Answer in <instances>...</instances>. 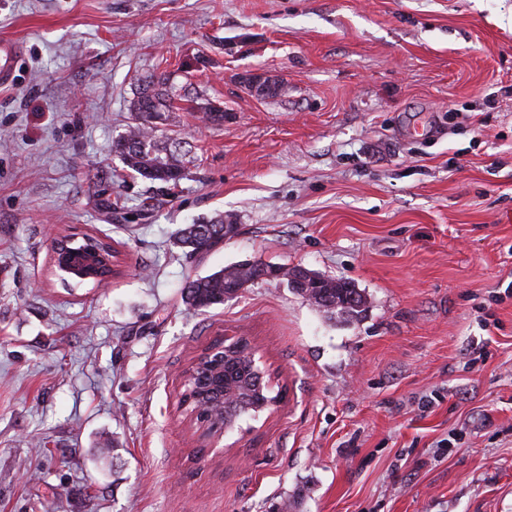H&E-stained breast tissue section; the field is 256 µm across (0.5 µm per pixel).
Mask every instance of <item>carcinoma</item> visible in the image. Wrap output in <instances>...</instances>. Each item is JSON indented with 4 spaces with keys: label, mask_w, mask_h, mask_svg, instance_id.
I'll return each mask as SVG.
<instances>
[{
    "label": "carcinoma",
    "mask_w": 512,
    "mask_h": 512,
    "mask_svg": "<svg viewBox=\"0 0 512 512\" xmlns=\"http://www.w3.org/2000/svg\"><path fill=\"white\" fill-rule=\"evenodd\" d=\"M175 109L174 99L167 87V78L150 76L139 86L130 104L134 112V123L123 136L113 142L112 149L125 167L136 175L151 182L176 185L184 177L185 158L173 145L159 134L158 121L165 113ZM231 223V216L188 224L176 238V245L189 255L211 251L224 243L225 224ZM94 246L102 251L110 262L102 266L99 284L113 274L116 250L112 244L97 236H90ZM284 269V266L264 262H247L227 267L206 276L188 280L184 287L183 301L187 307L203 311L222 305L238 295V292L264 276L266 273ZM288 287L306 301L330 315L356 317L365 310L366 298L355 284L325 276L299 265L289 268L288 275L282 277ZM263 372L262 384H257L258 373ZM270 375L266 369L255 363V351L249 338L241 336L233 347L224 352V386L237 385L250 387L248 400L227 411L231 417L241 418L268 399L270 392L266 383ZM181 404L194 415L195 423L204 426L201 413L209 411L195 392L182 396Z\"/></svg>",
    "instance_id": "carcinoma-1"
}]
</instances>
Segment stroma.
Listing matches in <instances>:
<instances>
[{
  "label": "stroma",
  "instance_id": "1",
  "mask_svg": "<svg viewBox=\"0 0 512 512\" xmlns=\"http://www.w3.org/2000/svg\"><path fill=\"white\" fill-rule=\"evenodd\" d=\"M1 40L0 512H512V0H0ZM152 73L224 111L170 113L174 188L112 150ZM219 213L232 239L175 245ZM70 233L121 275L62 282ZM246 260L367 309L270 280L186 309ZM237 336L283 398L201 438L185 375ZM18 53V45L0 43V85L4 86L13 79ZM283 265L264 262H247L227 267L206 276L188 280L184 287L183 301L187 307L203 311L217 305H224L258 279H272L280 273ZM286 281L289 288L300 297L311 302L325 313L357 317L365 310L366 298L351 281L325 276L319 272L301 267H289ZM266 274V275H265Z\"/></svg>",
  "mask_w": 512,
  "mask_h": 512
}]
</instances>
